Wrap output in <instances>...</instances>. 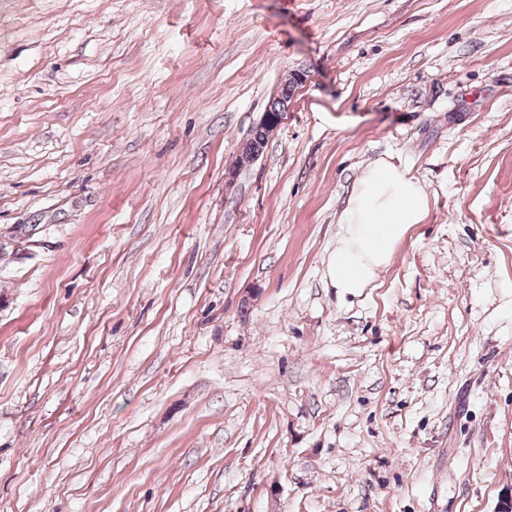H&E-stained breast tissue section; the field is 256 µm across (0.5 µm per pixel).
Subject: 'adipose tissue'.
Returning a JSON list of instances; mask_svg holds the SVG:
<instances>
[{
    "mask_svg": "<svg viewBox=\"0 0 512 512\" xmlns=\"http://www.w3.org/2000/svg\"><path fill=\"white\" fill-rule=\"evenodd\" d=\"M429 212L424 187L402 165L382 160L367 167L341 214L336 247L325 260V277L341 296L374 287L397 243Z\"/></svg>",
    "mask_w": 512,
    "mask_h": 512,
    "instance_id": "1",
    "label": "adipose tissue"
}]
</instances>
